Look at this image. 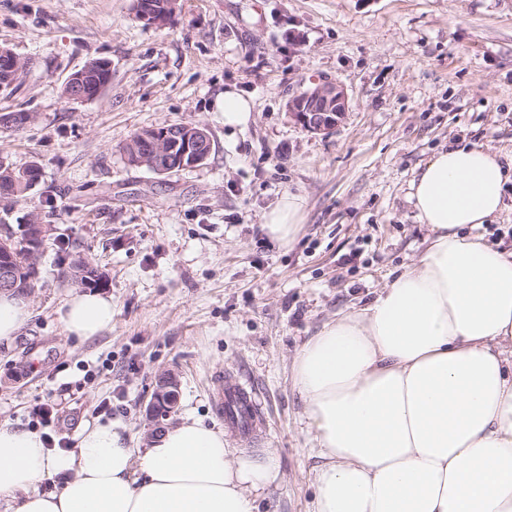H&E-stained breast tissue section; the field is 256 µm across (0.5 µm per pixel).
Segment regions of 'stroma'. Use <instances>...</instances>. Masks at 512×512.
<instances>
[{"label": "stroma", "instance_id": "1", "mask_svg": "<svg viewBox=\"0 0 512 512\" xmlns=\"http://www.w3.org/2000/svg\"><path fill=\"white\" fill-rule=\"evenodd\" d=\"M133 3L0 0V47L26 64L0 114L32 116L0 126V163L41 169L6 221L53 228L30 317L0 343V423L70 450L112 420L141 448L161 372L178 376L177 417L218 428L212 380L229 374L265 423L259 441L231 434L230 447L274 451L281 472L259 512H313L314 433L292 362L419 256L427 229L407 195L436 151L462 138L512 150V0H180L164 27ZM93 58L111 62L110 82L88 101L64 97ZM322 80L350 103L326 136L287 111ZM228 87L254 103L246 125L224 124ZM174 123L207 128L206 161L170 174L128 164L135 133ZM290 192L305 219L282 246L263 217ZM80 256L106 273L112 299L111 327L84 341L60 320Z\"/></svg>", "mask_w": 512, "mask_h": 512}]
</instances>
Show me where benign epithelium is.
Returning <instances> with one entry per match:
<instances>
[{
    "label": "benign epithelium",
    "mask_w": 512,
    "mask_h": 512,
    "mask_svg": "<svg viewBox=\"0 0 512 512\" xmlns=\"http://www.w3.org/2000/svg\"><path fill=\"white\" fill-rule=\"evenodd\" d=\"M175 15L169 9L146 7L138 9V19L148 26L162 27L171 24ZM6 61L5 79L0 90L12 88L18 82L22 61L12 54L0 55ZM288 114L307 130L328 135L345 119L349 110V98L339 83L322 81L312 86L302 87L287 103ZM141 139L149 142V148L140 153L133 152L130 164L147 167L156 173L173 172L197 166L205 161L208 152L205 147L210 136L205 127L199 124H182L155 128ZM28 254L23 257L15 249L16 233L9 226L0 228V288L15 290L18 296L28 298L32 291L28 285L39 276V252L46 241L51 225L35 221L24 227ZM76 282L82 286L103 284L105 274L94 264L79 257L72 263ZM179 381L173 373L158 376L152 399L145 408V415L155 433L165 429L166 421L178 407Z\"/></svg>",
    "instance_id": "7a95c632"
}]
</instances>
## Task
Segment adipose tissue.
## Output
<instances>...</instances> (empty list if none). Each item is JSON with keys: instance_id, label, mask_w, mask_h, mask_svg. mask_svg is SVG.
<instances>
[{"instance_id": "1", "label": "adipose tissue", "mask_w": 512, "mask_h": 512, "mask_svg": "<svg viewBox=\"0 0 512 512\" xmlns=\"http://www.w3.org/2000/svg\"><path fill=\"white\" fill-rule=\"evenodd\" d=\"M510 182L512 154L466 139L434 154L410 182L428 229L420 256L297 352L313 512H512V250L476 232ZM304 209L284 195L264 216L269 237L291 244ZM60 320L70 336H97L112 300L74 293ZM50 475L64 476L59 492H37ZM279 479L273 454L239 452L191 416L142 449L109 421L63 452L0 423L5 512H258Z\"/></svg>"}]
</instances>
